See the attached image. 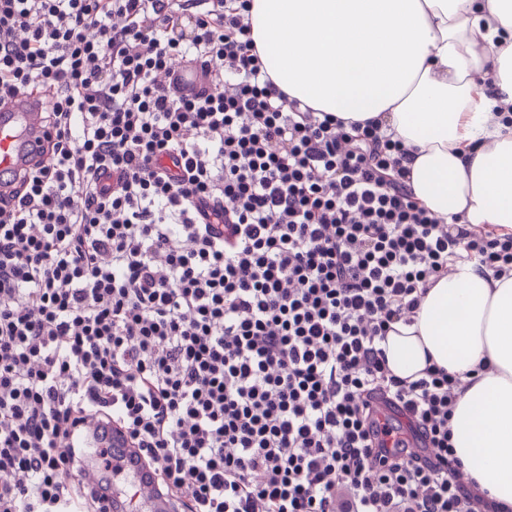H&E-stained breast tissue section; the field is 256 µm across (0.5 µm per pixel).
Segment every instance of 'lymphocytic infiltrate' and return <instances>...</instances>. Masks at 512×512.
<instances>
[{
	"label": "lymphocytic infiltrate",
	"mask_w": 512,
	"mask_h": 512,
	"mask_svg": "<svg viewBox=\"0 0 512 512\" xmlns=\"http://www.w3.org/2000/svg\"><path fill=\"white\" fill-rule=\"evenodd\" d=\"M249 2L0 0V106L47 95L55 133L0 198V512H102L94 420L183 512H494L456 380L380 343L512 234L440 223L378 122L276 90ZM101 444L97 440H92L87 444L85 448V470L83 472V478L91 486H99L105 479V475L102 470L97 466V460L101 450Z\"/></svg>",
	"instance_id": "lymphocytic-infiltrate-1"
}]
</instances>
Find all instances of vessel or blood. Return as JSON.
<instances>
[{
  "mask_svg": "<svg viewBox=\"0 0 512 512\" xmlns=\"http://www.w3.org/2000/svg\"><path fill=\"white\" fill-rule=\"evenodd\" d=\"M48 106V99L41 94L24 93L11 105L0 109V195L10 194L16 178L41 159L47 137L44 112ZM105 442L112 448L114 470L108 478L113 484L119 485L125 479H132L138 489L140 503L151 504L152 512H180L176 499L154 491L151 485L142 480L139 471L127 464L130 450L122 435L108 433ZM100 444L96 440L90 441L84 452L83 477L92 486L100 485L107 478L97 465Z\"/></svg>",
  "mask_w": 512,
  "mask_h": 512,
  "instance_id": "vessel-or-blood-1",
  "label": "vessel or blood"
}]
</instances>
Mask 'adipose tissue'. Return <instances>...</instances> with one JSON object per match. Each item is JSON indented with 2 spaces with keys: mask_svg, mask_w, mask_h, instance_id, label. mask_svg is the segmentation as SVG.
I'll return each instance as SVG.
<instances>
[{
  "mask_svg": "<svg viewBox=\"0 0 512 512\" xmlns=\"http://www.w3.org/2000/svg\"><path fill=\"white\" fill-rule=\"evenodd\" d=\"M250 19L275 86L317 112L379 119L438 220L512 233V0H252ZM382 347L401 379L432 364L458 379L454 455L512 512V271L450 268Z\"/></svg>",
  "mask_w": 512,
  "mask_h": 512,
  "instance_id": "ef3b65f1",
  "label": "adipose tissue"
}]
</instances>
